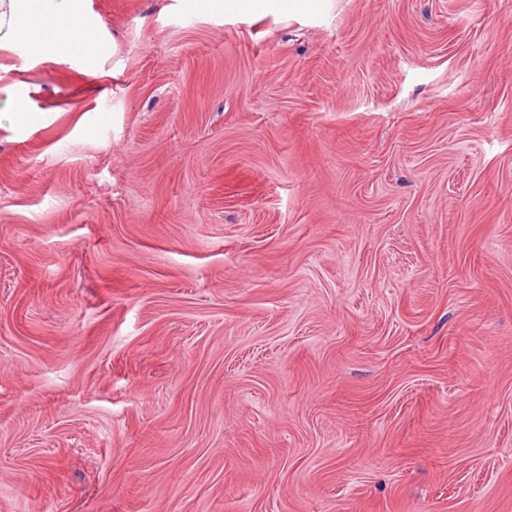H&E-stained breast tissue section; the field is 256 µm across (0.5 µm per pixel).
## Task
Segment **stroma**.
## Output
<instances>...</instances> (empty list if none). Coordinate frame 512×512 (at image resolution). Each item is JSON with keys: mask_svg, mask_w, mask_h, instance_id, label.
Wrapping results in <instances>:
<instances>
[{"mask_svg": "<svg viewBox=\"0 0 512 512\" xmlns=\"http://www.w3.org/2000/svg\"><path fill=\"white\" fill-rule=\"evenodd\" d=\"M0 50V512H512V0H85ZM84 0H1L0 50H19L28 58L60 61L79 53L93 70L104 46L99 23ZM28 89L19 82L4 83L0 86V112L7 114L13 127L27 129L45 121L42 112H35L29 104ZM2 105V107H1ZM4 110L8 112H3Z\"/></svg>", "mask_w": 512, "mask_h": 512, "instance_id": "35a3bbf8", "label": "stroma"}]
</instances>
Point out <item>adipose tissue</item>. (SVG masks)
I'll use <instances>...</instances> for the list:
<instances>
[{"instance_id": "ef3b65f1", "label": "adipose tissue", "mask_w": 512, "mask_h": 512, "mask_svg": "<svg viewBox=\"0 0 512 512\" xmlns=\"http://www.w3.org/2000/svg\"><path fill=\"white\" fill-rule=\"evenodd\" d=\"M100 26L84 8V0H0V50H17L27 57L60 61L81 55L95 67L104 46ZM28 89L19 82L0 85V109L13 127L40 125L44 113L34 111Z\"/></svg>"}]
</instances>
